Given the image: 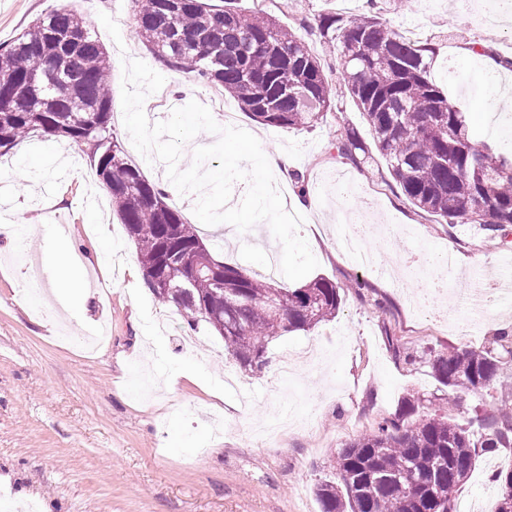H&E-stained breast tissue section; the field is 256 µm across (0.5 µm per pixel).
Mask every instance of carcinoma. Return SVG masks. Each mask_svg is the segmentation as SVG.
<instances>
[{"mask_svg":"<svg viewBox=\"0 0 512 512\" xmlns=\"http://www.w3.org/2000/svg\"><path fill=\"white\" fill-rule=\"evenodd\" d=\"M134 28L166 66L229 94L256 121L273 127L313 128L330 107L332 87L304 39L269 13H243L212 0H134ZM319 37L343 61L346 94L365 117L378 152L410 204L453 229L476 224L506 240L512 230V161L472 140L465 113L448 102L431 75L439 41L415 42L375 15L320 17ZM63 77L68 89L33 90L31 81ZM52 135L85 146L112 209L137 247L147 288L175 307L191 326L206 323L224 350L248 370L267 364L273 338L309 330L336 316L343 288L317 277L281 288L220 263L192 274L169 261L203 243L204 233L183 218L167 191L126 154L112 129L110 60L85 18L60 9L37 18L0 44V157L24 138ZM224 276L216 294L215 274ZM171 280L159 292L150 276ZM512 356V334L499 333L484 349L452 347L434 355L432 374L453 393L493 389L501 353ZM422 400L404 397L402 412L380 421L338 452V481L315 487L321 512H457L456 493L478 457L512 447V408L500 405L477 438L448 417L422 414ZM492 480L496 512H512V470Z\"/></svg>","mask_w":512,"mask_h":512,"instance_id":"cac0c4a2","label":"carcinoma"}]
</instances>
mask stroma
<instances>
[{
  "instance_id": "obj_1",
  "label": "stroma",
  "mask_w": 512,
  "mask_h": 512,
  "mask_svg": "<svg viewBox=\"0 0 512 512\" xmlns=\"http://www.w3.org/2000/svg\"><path fill=\"white\" fill-rule=\"evenodd\" d=\"M484 0H426L410 11L388 14L395 28L414 39L438 37L432 76L449 100L467 112L476 142L504 153L512 132L490 117L489 107L512 110V100H493L480 80L481 61L464 56L465 39L512 57V17L495 33L481 23ZM56 9L83 15L107 48L112 66V127L131 161L146 178L166 182L132 144L123 124V63L140 60L164 79V90L148 96L158 111L203 101L207 85L155 61L133 31L131 0H0V43L12 41L37 17ZM365 13L366 0H297L295 13L277 14L317 49L321 15ZM321 62L333 87V107L311 129L272 128L253 121L237 101L224 96L233 124L256 136L266 151L288 154L293 171L305 175L314 202L302 236L320 250L315 276L345 285L335 318L308 331L272 340L260 371L238 370L235 360L206 324L190 328L173 308L155 300L136 278L134 243L123 240L112 262L104 254L123 226L107 193L90 177L86 153L64 140L28 139L27 155L0 157V223L25 225V248L0 238V494L12 512L27 504L50 512H320L314 489L332 478L333 457L359 433L394 416L407 394L423 399L429 413L448 416L480 432L508 388L449 394L432 376L428 357L451 347L487 345L512 313L487 311L476 338L448 327L465 317L460 298L471 286L468 271L495 275L512 267V242L447 225L415 209L392 180L361 113L343 92L336 55ZM353 130L373 152L368 164L338 156L329 145ZM352 190L336 196V182ZM365 214L374 229L369 246L375 265L364 268L337 246L336 229ZM70 224L66 241L50 236L44 218ZM91 261L88 290L70 311L48 303V283L29 287V263L53 265L62 243ZM207 246L218 260L240 262L248 275L264 273L281 252L268 223L249 238L232 225ZM452 252L457 273L444 277L446 297L426 296L435 268L406 272L419 253ZM400 271L398 283L380 268ZM199 336L193 355L202 366L195 379L167 386L172 358L184 356L183 338ZM291 354L296 378L279 371ZM417 354L409 364L405 355ZM512 469V448L483 454L458 493L461 508L495 512L500 489L491 473Z\"/></svg>"
}]
</instances>
